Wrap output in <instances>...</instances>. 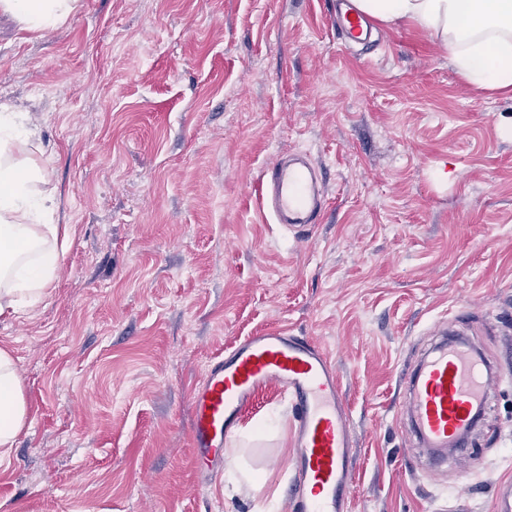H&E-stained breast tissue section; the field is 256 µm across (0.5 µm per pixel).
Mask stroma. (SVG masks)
I'll return each instance as SVG.
<instances>
[{
    "instance_id": "stroma-1",
    "label": "stroma",
    "mask_w": 512,
    "mask_h": 512,
    "mask_svg": "<svg viewBox=\"0 0 512 512\" xmlns=\"http://www.w3.org/2000/svg\"><path fill=\"white\" fill-rule=\"evenodd\" d=\"M329 0H81L30 34L0 15V104L35 130L69 243L50 297L0 318L29 406L0 512H287L291 405L263 391L224 447L260 490L200 482L190 390L278 327L335 363L355 445L348 512H494L512 384L427 469L406 380L435 325L512 371V97L410 25L336 42ZM307 154L327 207L270 222L257 178Z\"/></svg>"
}]
</instances>
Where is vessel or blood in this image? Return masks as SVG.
<instances>
[{"mask_svg": "<svg viewBox=\"0 0 512 512\" xmlns=\"http://www.w3.org/2000/svg\"><path fill=\"white\" fill-rule=\"evenodd\" d=\"M341 45H365L373 31L353 0H336ZM259 202L275 223L309 235L325 212V190L305 163L279 157L264 171ZM287 393L296 422L290 512H346L354 476V448L335 364L319 347L284 329L239 341L211 362L191 391V444L204 482L221 476V453L244 411L262 389ZM411 428L423 453L438 460L463 447L477 412L491 397L485 363L461 343L434 346L408 378Z\"/></svg>", "mask_w": 512, "mask_h": 512, "instance_id": "vessel-or-blood-1", "label": "vessel or blood"}]
</instances>
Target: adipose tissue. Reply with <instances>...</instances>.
<instances>
[{"instance_id": "1", "label": "adipose tissue", "mask_w": 512, "mask_h": 512, "mask_svg": "<svg viewBox=\"0 0 512 512\" xmlns=\"http://www.w3.org/2000/svg\"><path fill=\"white\" fill-rule=\"evenodd\" d=\"M80 0H0L22 30L43 32L71 17ZM365 16L410 22L439 40L467 83L512 94V0H354ZM15 113L0 110V317L43 302L64 254L48 218L54 197L45 163L28 147ZM27 405L11 354L0 349V458L26 424Z\"/></svg>"}]
</instances>
